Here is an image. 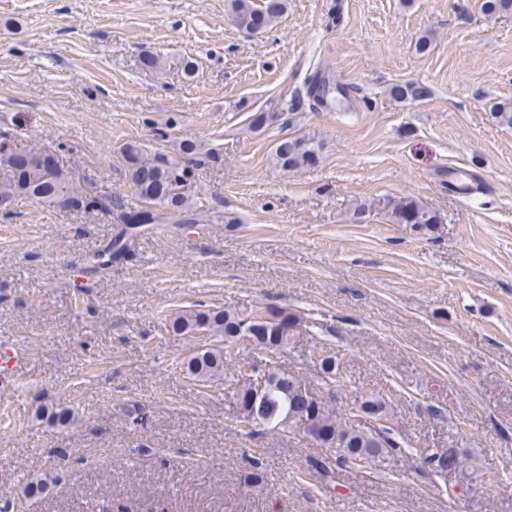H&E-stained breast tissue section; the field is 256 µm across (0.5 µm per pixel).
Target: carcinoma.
Here are the masks:
<instances>
[{"mask_svg": "<svg viewBox=\"0 0 512 512\" xmlns=\"http://www.w3.org/2000/svg\"><path fill=\"white\" fill-rule=\"evenodd\" d=\"M233 18L237 26L254 30H267L276 25L288 9V0H231ZM482 11L494 16L512 18V0H484ZM353 88L336 84L320 72L305 81L306 97L312 108L336 109L347 112L346 101L352 98ZM428 89L422 85L406 83L394 85L391 95L398 100H419L426 97ZM275 112L256 111L249 116L247 128L259 132L277 121ZM119 154L126 163L130 187L135 204L123 212V227L107 247L91 261L90 273L108 268L132 251L139 228L148 224H236L238 218L231 212L206 213L197 206L192 192L196 171L208 163L221 162V155L194 137L177 140L176 149L170 155H149L133 141L119 147ZM318 145L301 137L280 138L273 148L276 166L287 171L314 164ZM0 168L7 172L0 183V217L16 216L14 206L19 198H26L61 212L92 209L101 206L99 199L78 186L55 156L46 152H19L7 142L0 143ZM394 224H410L430 232L438 223L434 211L418 199L407 196L388 211ZM303 317L286 308L262 306L247 311L226 307L212 308L203 304L193 309L181 310L169 316L168 326L177 336H193L203 330L208 336H220L224 345H204L177 363L185 374L202 383H210L224 377L227 347L235 345L239 333L252 336L251 353L259 361L270 364L265 373L262 394L255 391L252 376L242 375L243 384L233 394L238 410V421L249 418L258 426L271 430H285L307 424L306 430L318 437L324 448L336 452V462L364 466L391 458L402 443L391 437L392 415L384 398L372 395L361 398L357 411L345 416L336 414L334 408L323 400L315 399L295 375L282 370L271 357L285 352ZM363 416L372 417L377 427L361 424ZM36 418L49 425L66 429L77 419L69 407L43 403L36 411ZM422 462L436 472L450 471L461 477L467 476L473 467L471 459L461 456L454 448L443 452H422ZM265 481L262 463L257 458L249 462L243 482L249 487H259Z\"/></svg>", "mask_w": 512, "mask_h": 512, "instance_id": "cac0c4a2", "label": "carcinoma"}]
</instances>
